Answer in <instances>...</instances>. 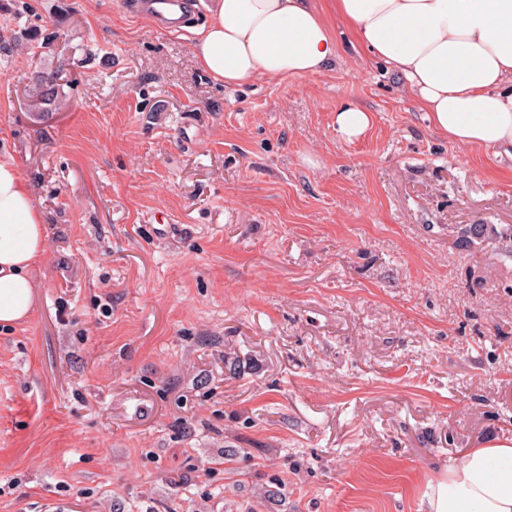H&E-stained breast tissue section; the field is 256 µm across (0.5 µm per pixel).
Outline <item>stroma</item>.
Returning a JSON list of instances; mask_svg holds the SVG:
<instances>
[{
	"instance_id": "stroma-1",
	"label": "stroma",
	"mask_w": 512,
	"mask_h": 512,
	"mask_svg": "<svg viewBox=\"0 0 512 512\" xmlns=\"http://www.w3.org/2000/svg\"><path fill=\"white\" fill-rule=\"evenodd\" d=\"M5 2L0 147L47 239L0 328V512H422L512 445V259L448 232L512 225V160L337 21L327 72L233 89L130 0ZM369 122L368 113L354 103L343 104L336 112V131L350 141L360 136Z\"/></svg>"
}]
</instances>
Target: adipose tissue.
I'll return each instance as SVG.
<instances>
[{"instance_id":"ef3b65f1","label":"adipose tissue","mask_w":512,"mask_h":512,"mask_svg":"<svg viewBox=\"0 0 512 512\" xmlns=\"http://www.w3.org/2000/svg\"><path fill=\"white\" fill-rule=\"evenodd\" d=\"M372 55L404 76L452 144L512 158V0H331ZM192 52L227 87L329 70L337 41L313 0H209ZM47 227L34 190L0 151V325L28 318ZM425 512H512V445L470 449L426 494Z\"/></svg>"}]
</instances>
